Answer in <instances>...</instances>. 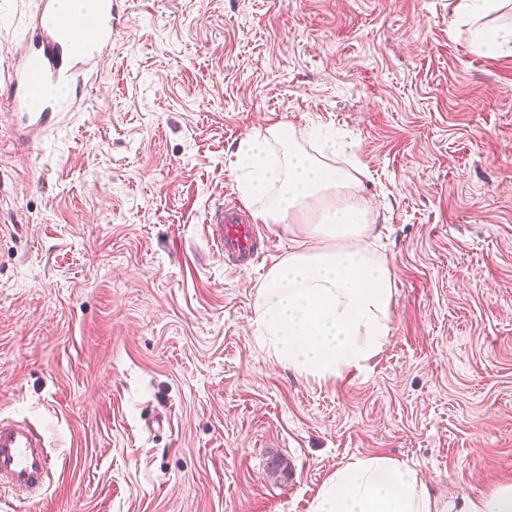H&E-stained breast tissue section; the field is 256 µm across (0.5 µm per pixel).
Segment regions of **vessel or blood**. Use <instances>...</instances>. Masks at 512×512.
<instances>
[{
	"instance_id": "1",
	"label": "vessel or blood",
	"mask_w": 512,
	"mask_h": 512,
	"mask_svg": "<svg viewBox=\"0 0 512 512\" xmlns=\"http://www.w3.org/2000/svg\"><path fill=\"white\" fill-rule=\"evenodd\" d=\"M113 5L114 0H94L93 32L86 38L78 30L76 15L62 12L58 0H40L22 48L13 54L6 84V98L13 111L23 113L30 136H43L62 113L75 111L79 94L71 89V76L98 70L111 54ZM63 86L70 87L69 95H59ZM207 230L221 255L238 262L254 256L258 227L241 207H216ZM52 466L49 441L40 425L0 418V491L22 500L33 498L47 490Z\"/></svg>"
}]
</instances>
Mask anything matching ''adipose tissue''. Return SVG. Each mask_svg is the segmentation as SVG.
Listing matches in <instances>:
<instances>
[{
	"label": "adipose tissue",
	"instance_id": "1",
	"mask_svg": "<svg viewBox=\"0 0 512 512\" xmlns=\"http://www.w3.org/2000/svg\"><path fill=\"white\" fill-rule=\"evenodd\" d=\"M507 0H459L472 41L512 53V30L483 25ZM316 152L274 126L239 141L237 185L259 202L267 224H296L317 248L289 253L271 266L255 300V334L283 368L335 379L377 355L392 334L394 279L369 248L376 224L358 193L359 163L335 164L334 133L312 129ZM314 512H438L414 470L385 457L358 458L322 485Z\"/></svg>",
	"mask_w": 512,
	"mask_h": 512
}]
</instances>
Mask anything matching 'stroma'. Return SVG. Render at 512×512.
<instances>
[{
	"label": "stroma",
	"instance_id": "35a3bbf8",
	"mask_svg": "<svg viewBox=\"0 0 512 512\" xmlns=\"http://www.w3.org/2000/svg\"><path fill=\"white\" fill-rule=\"evenodd\" d=\"M458 0H116L112 56L26 144L0 104V416L47 428L37 502L0 512H313L349 461L393 459L439 505L512 483V54ZM36 0H0V89ZM341 134L369 172L392 335L316 380L254 335L248 267L208 243L243 203L238 142ZM287 476L267 470L271 456Z\"/></svg>",
	"mask_w": 512,
	"mask_h": 512
}]
</instances>
